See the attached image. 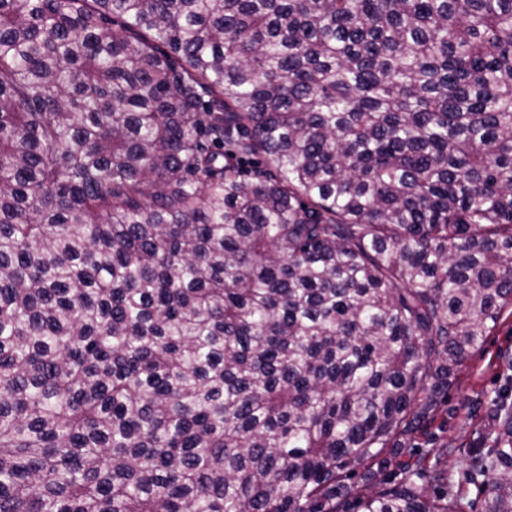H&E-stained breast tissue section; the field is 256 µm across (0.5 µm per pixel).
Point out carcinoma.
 I'll use <instances>...</instances> for the list:
<instances>
[{"label": "carcinoma", "mask_w": 512, "mask_h": 512, "mask_svg": "<svg viewBox=\"0 0 512 512\" xmlns=\"http://www.w3.org/2000/svg\"><path fill=\"white\" fill-rule=\"evenodd\" d=\"M509 306L512 0H0V512H512ZM507 307L499 324L486 336L483 345L471 351L458 369L455 380L448 387V422L440 428L438 418L431 430L440 444H448L455 451L448 457V466L459 471L463 450L469 447L477 428H494L497 422L491 403V393L512 376L508 364L512 358V316ZM461 448V453L458 449Z\"/></svg>", "instance_id": "obj_1"}]
</instances>
